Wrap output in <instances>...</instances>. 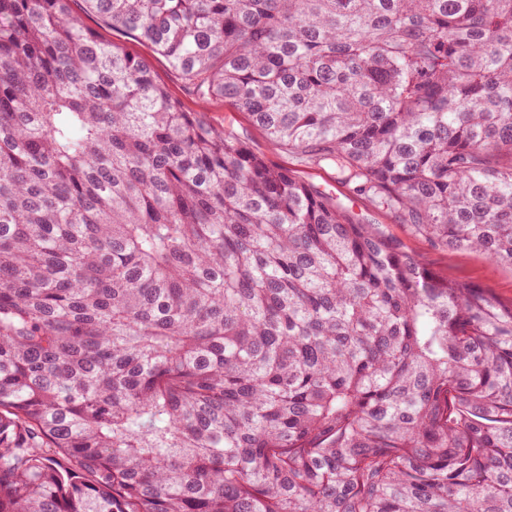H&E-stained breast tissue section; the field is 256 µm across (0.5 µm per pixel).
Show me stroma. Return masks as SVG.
<instances>
[{
    "instance_id": "1",
    "label": "stroma",
    "mask_w": 512,
    "mask_h": 512,
    "mask_svg": "<svg viewBox=\"0 0 512 512\" xmlns=\"http://www.w3.org/2000/svg\"><path fill=\"white\" fill-rule=\"evenodd\" d=\"M139 52L147 56L158 80L182 102L187 111L207 113L214 124L233 131L254 152L263 155L269 164L293 170L315 187L330 192L343 204L352 206L355 211L365 212L369 223L375 224L385 235L399 241L405 250L420 257L434 272L451 279H466L484 284L492 288L501 302L512 303V267L493 262L472 251L435 250L425 239L412 235L407 225L399 223L394 217L374 209H365L360 201L354 200L346 188L337 182L335 169L302 165L293 154L272 147L248 116L239 112L230 102L221 99L200 101L187 90L181 77L169 68L165 58L150 54L144 46L140 47Z\"/></svg>"
}]
</instances>
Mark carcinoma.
Returning a JSON list of instances; mask_svg holds the SVG:
<instances>
[{
	"label": "carcinoma",
	"mask_w": 512,
	"mask_h": 512,
	"mask_svg": "<svg viewBox=\"0 0 512 512\" xmlns=\"http://www.w3.org/2000/svg\"><path fill=\"white\" fill-rule=\"evenodd\" d=\"M0 0V512H512V0ZM145 56L158 80L178 98L188 112H206L209 119L226 130H232L256 153L263 155L269 164L293 170L305 181L320 190L330 192L344 205L352 206L366 214L369 224H375L385 235L399 241L405 250L416 254L434 272L448 279H466L492 288L496 297L505 304L512 303V269L493 262L483 255L465 250L438 251L423 238L412 235L406 224H400L394 217L374 209L367 210L354 200L347 189L336 181V171L330 167L302 165L298 159L283 149L272 147L264 134L256 128L248 116L239 112L229 101L211 99L200 101L186 88L184 81L168 66L165 58L153 55L144 46H132Z\"/></svg>",
	"instance_id": "obj_1"
}]
</instances>
